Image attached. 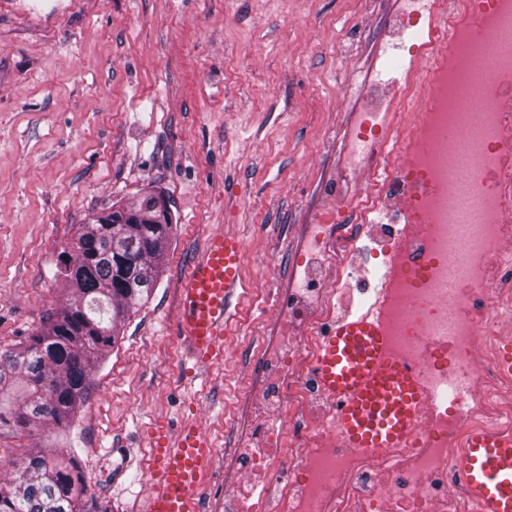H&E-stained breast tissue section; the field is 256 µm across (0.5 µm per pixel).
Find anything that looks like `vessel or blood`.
<instances>
[{
  "mask_svg": "<svg viewBox=\"0 0 512 512\" xmlns=\"http://www.w3.org/2000/svg\"><path fill=\"white\" fill-rule=\"evenodd\" d=\"M243 253L237 234L211 235L178 284L180 328L199 372L224 360L227 328L248 294ZM317 365L336 403L338 430L351 447L388 450L411 435L425 396L415 369L387 355L374 316L338 323L321 341ZM213 453L211 438L196 424L172 437L159 430L146 512H196ZM455 465L479 512H512V430L470 433Z\"/></svg>",
  "mask_w": 512,
  "mask_h": 512,
  "instance_id": "b4317fda",
  "label": "vessel or blood"
}]
</instances>
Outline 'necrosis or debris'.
<instances>
[{
    "instance_id": "1",
    "label": "necrosis or debris",
    "mask_w": 512,
    "mask_h": 512,
    "mask_svg": "<svg viewBox=\"0 0 512 512\" xmlns=\"http://www.w3.org/2000/svg\"><path fill=\"white\" fill-rule=\"evenodd\" d=\"M386 35L413 64L347 85L367 102L243 393L219 512H478L454 460L512 428V0H405ZM356 309L428 394L405 447L347 445L319 383L317 346Z\"/></svg>"
}]
</instances>
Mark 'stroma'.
<instances>
[{
    "mask_svg": "<svg viewBox=\"0 0 512 512\" xmlns=\"http://www.w3.org/2000/svg\"><path fill=\"white\" fill-rule=\"evenodd\" d=\"M400 0H0V347L63 296L81 226L149 191L175 232L67 435L0 430V460L75 448L93 512H145L158 428L215 444L200 512L224 488L242 394L353 119L345 79L386 77L382 13ZM244 243L249 294L223 364L193 370L178 281L206 238Z\"/></svg>",
    "mask_w": 512,
    "mask_h": 512,
    "instance_id": "35a3bbf8",
    "label": "stroma"
}]
</instances>
